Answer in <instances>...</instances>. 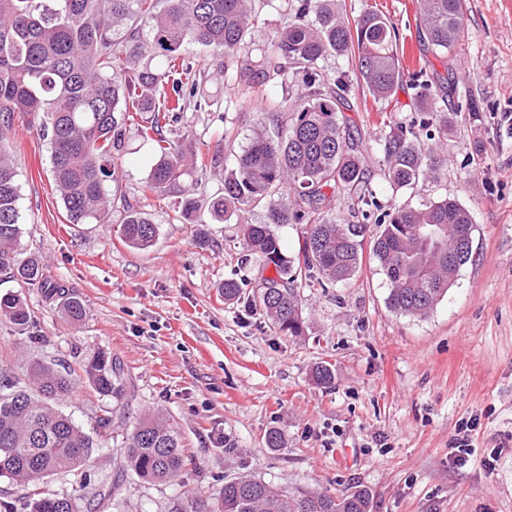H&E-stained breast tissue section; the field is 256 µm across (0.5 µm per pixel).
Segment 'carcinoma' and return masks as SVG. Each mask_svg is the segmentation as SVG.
<instances>
[{
  "instance_id": "carcinoma-1",
  "label": "carcinoma",
  "mask_w": 512,
  "mask_h": 512,
  "mask_svg": "<svg viewBox=\"0 0 512 512\" xmlns=\"http://www.w3.org/2000/svg\"><path fill=\"white\" fill-rule=\"evenodd\" d=\"M465 0H422L420 25L432 52L445 57L465 39ZM265 24L257 0H0V272L24 286L40 288L70 324L87 315L84 300L66 283L51 281L44 265L21 252L19 185L5 146L17 113L29 117L49 139L52 174L69 224H110L120 211V237L131 248L153 245L158 226L117 196L126 122L153 144L156 162L142 182L153 194L191 220L200 209L184 187L195 167L194 154L164 129L184 112L212 107L200 92V73L186 60L189 44L217 56L237 54L251 32ZM148 55L161 67L136 66ZM352 55L356 70L335 79L318 73L319 61ZM302 75L293 109L288 97L267 92L288 88ZM240 80L261 95L265 117L276 137L259 134L224 178V194L209 204L222 223L243 206L265 204L262 224L242 225L247 251L276 276L263 279L252 295L275 328L303 332L299 288L316 280L326 286L352 279L363 259L369 220L373 257L390 288L389 308L423 317L447 295L454 276L473 258L469 211L445 197L420 206L399 204L374 214L375 193L366 184L358 142L340 114L351 108L349 93L363 82L378 100L391 97L402 82L399 34L388 18L368 9L350 24L336 0H295L288 22L265 45L262 62L240 67ZM418 120L390 129L379 143L386 178L399 190L432 169L422 139L433 126L448 131V118L428 92L419 96ZM361 191L355 224H338L328 212L342 193ZM304 225L301 258L281 249L276 227ZM0 324L24 335L36 328L35 311L19 294L0 297ZM86 381L100 396H120L121 362L102 353L82 364ZM75 379L46 361H35L26 380L0 373V477L22 490L26 512H80L76 499L46 492L43 479L86 465L98 442L112 438L123 415L107 409L95 434L83 431L59 410ZM118 470L100 486L99 500L111 498L120 477L131 473L152 482L182 474L184 449L178 431L164 418L140 420L119 448ZM177 512H372L368 491L346 495L297 489L287 492L261 479L224 483L218 498L190 495Z\"/></svg>"
}]
</instances>
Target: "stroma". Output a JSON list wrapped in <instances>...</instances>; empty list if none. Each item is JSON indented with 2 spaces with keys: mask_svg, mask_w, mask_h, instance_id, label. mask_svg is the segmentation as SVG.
<instances>
[{
  "mask_svg": "<svg viewBox=\"0 0 512 512\" xmlns=\"http://www.w3.org/2000/svg\"><path fill=\"white\" fill-rule=\"evenodd\" d=\"M350 16L379 9L401 42H413L425 80L445 78L440 110L447 136L424 143L434 177L392 190L378 143L418 112L415 91L402 82L377 101L354 90L347 116L360 138L366 176L383 207L451 197L474 224V257L426 317L392 311L388 281L372 256L356 275L329 288H300L304 332L273 328L262 311L225 301L221 287L237 280L246 293L274 271L247 256L242 223L264 221L249 207L215 223L210 200L223 184L196 170L187 183L201 204L194 220L140 194L155 156L128 126L122 191L160 228L154 245L128 248L118 224H70L51 173L50 148L28 118H14L8 148L19 173L22 248L47 274L74 287L86 319L65 323L36 288L0 274V296L22 291L37 315L36 340L15 342L0 326V370L22 378L37 360L78 366L97 352L124 367L130 418L157 412L178 429L188 461L180 480L128 479L95 512H174L188 494L218 495L225 482L247 476L285 489L336 495L370 491L373 512H512V0H466L467 37L451 54L428 53L417 30L420 0H345ZM264 25L237 56L218 63L213 51L190 45L188 61L202 75L208 112H185L167 136L183 138L204 157L220 154L223 173L265 124L260 104L243 106L241 61L260 51L286 21L285 0H266ZM482 107L472 119L467 104ZM231 138H224L225 128ZM205 230L206 246L195 241ZM336 370L332 387L313 379L317 364ZM113 400L79 381L62 409L92 431ZM283 445L265 444L268 431ZM113 441L86 466L44 479L49 492L94 502L110 476Z\"/></svg>",
  "mask_w": 512,
  "mask_h": 512,
  "instance_id": "1",
  "label": "stroma"
}]
</instances>
